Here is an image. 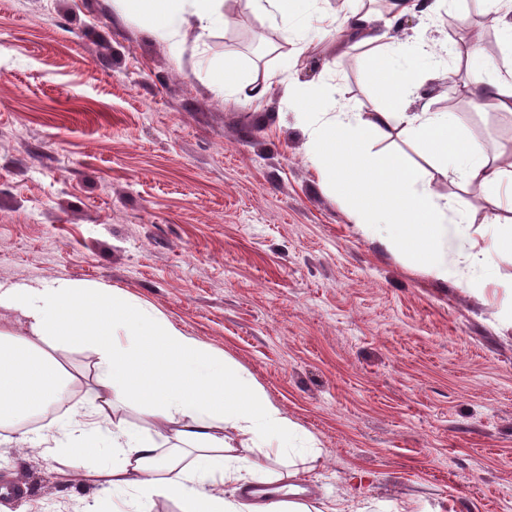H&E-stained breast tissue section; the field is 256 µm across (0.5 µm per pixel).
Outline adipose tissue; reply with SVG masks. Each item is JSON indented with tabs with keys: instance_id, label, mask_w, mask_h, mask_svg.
Instances as JSON below:
<instances>
[{
	"instance_id": "adipose-tissue-1",
	"label": "adipose tissue",
	"mask_w": 512,
	"mask_h": 512,
	"mask_svg": "<svg viewBox=\"0 0 512 512\" xmlns=\"http://www.w3.org/2000/svg\"><path fill=\"white\" fill-rule=\"evenodd\" d=\"M118 2L177 48L189 38L204 42L224 8V0ZM311 2L252 0L261 21L284 30L295 28ZM449 6V0H390L383 28L357 7L344 22L361 44L380 48L403 18H430ZM481 40V30H473L464 61L480 76L474 96L480 107L512 114V71L502 72L483 53ZM429 53L420 39L413 55L375 58L385 100L371 111L330 115L312 108L298 120L322 184L383 169L373 186L358 191L360 231L387 249L415 250L427 273L444 281L449 253L484 267L494 254L512 252V144L488 153L468 135L461 117L431 111L420 92L418 64ZM394 134L417 142L437 171L453 173L460 192H483L492 211L486 222L494 227L488 237L449 229L448 207L423 169L396 156L371 163L368 142ZM76 348L91 357L88 374L64 365ZM73 388L83 393L82 419L51 422L30 434L24 423L46 406L50 393ZM122 405L145 416L153 437L115 417ZM2 427L16 434L0 443L41 455L89 444L93 463L79 473L54 468V481L130 494L127 512H153L159 498L181 503L182 512H324L300 497L301 476L322 462L314 436L233 359L118 288L71 279L0 283ZM259 483L274 486L275 496H246Z\"/></svg>"
}]
</instances>
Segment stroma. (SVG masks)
I'll return each instance as SVG.
<instances>
[{
    "mask_svg": "<svg viewBox=\"0 0 512 512\" xmlns=\"http://www.w3.org/2000/svg\"><path fill=\"white\" fill-rule=\"evenodd\" d=\"M344 0H315L309 49L264 54L229 23L260 27L233 0L205 46L173 48L113 0H0V283L77 279L148 302L223 351L309 431L322 468L305 486L335 512H512V327L507 296L478 294L456 269L427 275L409 253L364 237L354 204L321 185L287 81L326 87L327 112L382 102L370 49L353 46ZM426 31L431 109L463 117L486 149L504 115L477 108L456 67L448 15L409 18L402 52ZM267 86L256 103L211 82L224 62ZM431 188L449 221L489 207ZM60 459L0 449V483L27 486L9 512H110L112 493L60 486Z\"/></svg>",
    "mask_w": 512,
    "mask_h": 512,
    "instance_id": "35a3bbf8",
    "label": "stroma"
}]
</instances>
